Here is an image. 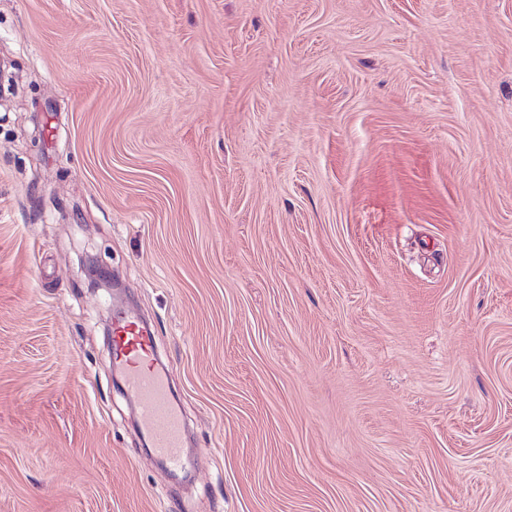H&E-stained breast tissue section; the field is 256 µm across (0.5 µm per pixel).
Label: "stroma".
Returning <instances> with one entry per match:
<instances>
[{
    "label": "stroma",
    "mask_w": 512,
    "mask_h": 512,
    "mask_svg": "<svg viewBox=\"0 0 512 512\" xmlns=\"http://www.w3.org/2000/svg\"><path fill=\"white\" fill-rule=\"evenodd\" d=\"M0 59V512H512V0H0ZM116 336L115 359L122 366L131 392L142 408V425L146 434L153 447L173 464H182L184 423L170 401L168 381L162 374L143 370L144 362L153 354L151 339L132 323L119 326Z\"/></svg>",
    "instance_id": "stroma-1"
}]
</instances>
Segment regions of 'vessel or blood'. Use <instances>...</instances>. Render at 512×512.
Here are the masks:
<instances>
[{
	"label": "vessel or blood",
	"mask_w": 512,
	"mask_h": 512,
	"mask_svg": "<svg viewBox=\"0 0 512 512\" xmlns=\"http://www.w3.org/2000/svg\"><path fill=\"white\" fill-rule=\"evenodd\" d=\"M115 358L122 366L133 396L142 408V425L154 448L176 465L182 464L184 423L169 398L168 381L143 364L153 354L149 336L125 323L116 332Z\"/></svg>",
	"instance_id": "vessel-or-blood-1"
}]
</instances>
